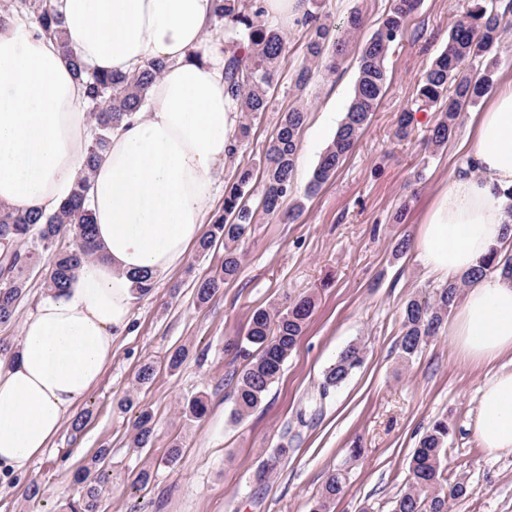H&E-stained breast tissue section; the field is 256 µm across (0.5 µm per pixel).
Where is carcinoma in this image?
<instances>
[{"mask_svg":"<svg viewBox=\"0 0 512 512\" xmlns=\"http://www.w3.org/2000/svg\"><path fill=\"white\" fill-rule=\"evenodd\" d=\"M302 25L308 29L306 44L310 64L298 70L295 86L303 89L313 75V69L329 74L343 62L352 34L361 28L363 20L353 12L347 27L339 31L323 22L319 0H307ZM420 0H395L381 24L358 49V74L352 97L336 133L324 151L308 181L305 197L315 195L336 173L343 158L360 140L376 111L388 79L387 58L393 44L402 36L408 17ZM8 14L27 19L47 36L62 32L63 15L60 0H14L6 7ZM264 10L260 0H212L213 24L224 25L229 46L224 69L225 93L241 112L258 113L267 110L268 93L277 80L285 59L287 46L282 33L262 20ZM512 0H471V5L453 23L443 50L436 56L418 81V96L437 107L439 118L431 129L428 144L435 149L446 145L456 133L462 112L474 106L492 86L490 68L473 76L465 71L468 63L483 59L494 61L492 54L504 34L512 28ZM66 58L74 74L85 88L93 136L86 148L84 171L75 183L69 198L49 215L39 211L11 210L0 207V323L15 316V302L26 288V270L47 259L51 272L48 290L67 287L77 269L99 258L94 239V218L88 200L91 189L90 173L102 159L109 145L112 129L127 116L141 111L144 92L157 80L165 63L152 60L125 74L98 72L81 61L65 47ZM307 112L294 107L284 113L269 138L264 152L262 189L256 206L248 203L253 193V173L238 172L235 182L225 192L224 214L212 224L200 240L199 248L206 252L216 241L224 242V262L220 271L203 280L197 297L205 303L240 270L239 245L245 239L258 214L283 215L293 222L303 210V203L282 210L283 202L294 189L296 154ZM71 233L73 246L64 251H52L57 237ZM502 269L512 276V255L504 256L494 247L482 259L477 272L484 274ZM470 282L464 276L433 291L429 300L411 299L402 314V336L399 353L410 361L429 338L435 336L460 297L461 288ZM314 310L309 297L288 305L272 314L265 309L253 312L247 333L230 343V347L248 358L237 376L232 415L240 420L257 409L265 400L270 387L279 378L283 365L304 334ZM364 363L362 348L351 344L342 350L326 369L322 381V396L339 388ZM149 412L142 411L134 424L132 443L136 448L151 444L153 428ZM451 428L446 421H436L426 431L413 450L409 464V484L395 500L392 512H448V501L465 493V487L448 482L444 457ZM107 455L100 449L77 475L79 488L67 502L68 512H99L101 485L92 476L97 465ZM346 475L331 474L314 501L310 512H331L335 500L343 493Z\"/></svg>","mask_w":512,"mask_h":512,"instance_id":"cac0c4a2","label":"carcinoma"}]
</instances>
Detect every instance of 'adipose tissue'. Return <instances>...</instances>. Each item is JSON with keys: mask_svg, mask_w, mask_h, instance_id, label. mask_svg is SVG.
Here are the masks:
<instances>
[{"mask_svg": "<svg viewBox=\"0 0 512 512\" xmlns=\"http://www.w3.org/2000/svg\"><path fill=\"white\" fill-rule=\"evenodd\" d=\"M58 36L22 20L0 27V206L53 213L83 169L87 101L62 48L98 71L126 73L151 59L164 75L145 111L113 129L92 173L99 259L67 288L42 296L18 349L0 354V478L29 471L112 361L137 296L131 276L159 279L202 238L207 204L230 160L238 112L225 95L224 45L205 39L211 0H62ZM512 223V81L481 112L465 162L430 204L414 240L429 273L475 271ZM462 359L512 354V279L474 280L448 325ZM475 436L512 453V371L481 390Z\"/></svg>", "mask_w": 512, "mask_h": 512, "instance_id": "1", "label": "adipose tissue"}]
</instances>
